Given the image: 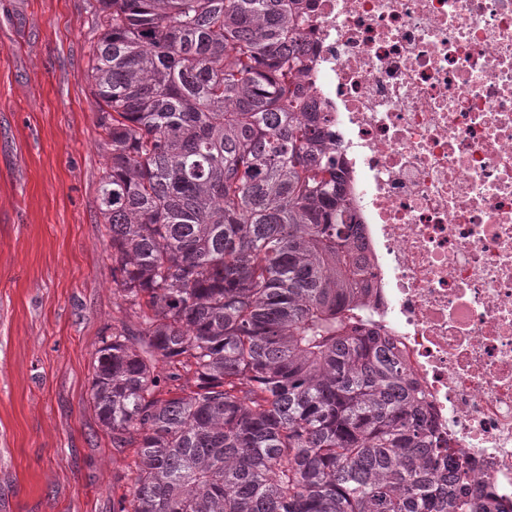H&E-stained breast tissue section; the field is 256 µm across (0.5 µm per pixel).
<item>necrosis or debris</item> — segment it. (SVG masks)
<instances>
[{"instance_id":"4bbe7bcc","label":"necrosis or debris","mask_w":512,"mask_h":512,"mask_svg":"<svg viewBox=\"0 0 512 512\" xmlns=\"http://www.w3.org/2000/svg\"><path fill=\"white\" fill-rule=\"evenodd\" d=\"M301 35L373 330L511 508L512 0H313Z\"/></svg>"}]
</instances>
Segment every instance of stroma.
<instances>
[{
    "instance_id": "35a3bbf8",
    "label": "stroma",
    "mask_w": 512,
    "mask_h": 512,
    "mask_svg": "<svg viewBox=\"0 0 512 512\" xmlns=\"http://www.w3.org/2000/svg\"><path fill=\"white\" fill-rule=\"evenodd\" d=\"M95 0H0V512H112L91 403L118 317L87 78Z\"/></svg>"
}]
</instances>
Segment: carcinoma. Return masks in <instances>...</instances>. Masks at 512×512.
<instances>
[{
    "label": "carcinoma",
    "mask_w": 512,
    "mask_h": 512,
    "mask_svg": "<svg viewBox=\"0 0 512 512\" xmlns=\"http://www.w3.org/2000/svg\"><path fill=\"white\" fill-rule=\"evenodd\" d=\"M112 512H490L369 328L304 0H96Z\"/></svg>",
    "instance_id": "cac0c4a2"
}]
</instances>
